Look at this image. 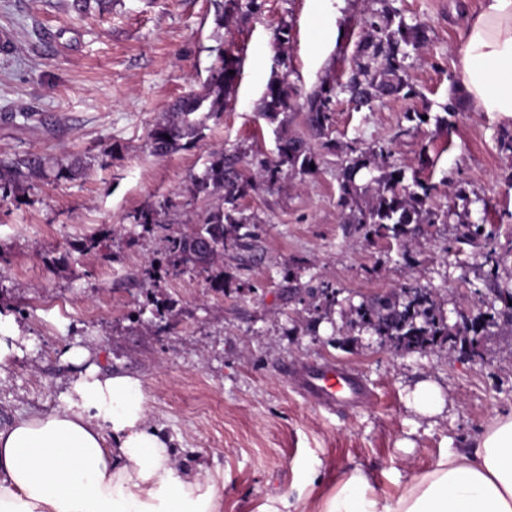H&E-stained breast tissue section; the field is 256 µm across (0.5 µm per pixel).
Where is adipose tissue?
I'll return each mask as SVG.
<instances>
[{"instance_id": "ef3b65f1", "label": "adipose tissue", "mask_w": 512, "mask_h": 512, "mask_svg": "<svg viewBox=\"0 0 512 512\" xmlns=\"http://www.w3.org/2000/svg\"><path fill=\"white\" fill-rule=\"evenodd\" d=\"M457 56L469 109L512 117V0H484ZM174 455L149 422L142 381L92 365L60 407L0 429V512H218L214 479L179 469ZM321 512H512V413L491 418L465 451L443 455L396 496L354 470Z\"/></svg>"}]
</instances>
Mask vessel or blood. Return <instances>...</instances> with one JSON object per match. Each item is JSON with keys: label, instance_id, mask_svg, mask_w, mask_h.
I'll return each mask as SVG.
<instances>
[{"label": "vessel or blood", "instance_id": "obj_1", "mask_svg": "<svg viewBox=\"0 0 512 512\" xmlns=\"http://www.w3.org/2000/svg\"><path fill=\"white\" fill-rule=\"evenodd\" d=\"M295 390L318 408L333 412L372 400L361 378L330 362L302 363L286 367Z\"/></svg>", "mask_w": 512, "mask_h": 512}]
</instances>
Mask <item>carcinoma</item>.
<instances>
[{
	"instance_id": "carcinoma-1",
	"label": "carcinoma",
	"mask_w": 512,
	"mask_h": 512,
	"mask_svg": "<svg viewBox=\"0 0 512 512\" xmlns=\"http://www.w3.org/2000/svg\"><path fill=\"white\" fill-rule=\"evenodd\" d=\"M381 8L365 20L367 34L360 40L353 57L351 71L345 81L324 75L305 96L301 109L311 140L288 134L284 129L286 116L295 108L296 92L286 77L273 76L259 102V114L270 123H278L275 157L254 156L247 165L236 152L214 150L202 174L191 178V196H215L218 203L207 210L189 231L173 233L169 225L159 220V211L173 203L166 200L159 208L142 209L133 215V222L148 233H158L164 242L162 250L149 260L148 274L152 277L169 268L186 266L205 276L212 287L224 288L219 262L224 256L237 257L254 237V226L238 209V200L253 179L270 187L278 186L286 169L311 170L319 166L320 157L311 141L327 147L335 132L336 99L345 94L357 109L371 107L383 97L412 98L419 95L409 75L408 60L428 39L424 24L408 23L389 0H380ZM262 0H224L217 4L218 19L245 22L260 12ZM241 73V61L231 52L219 56L218 65L198 91H191L155 125L150 133V150L157 157L185 149L197 142L206 122L218 120L231 102ZM430 112H406L409 125L398 126L395 137L407 135L425 123ZM348 163L343 168L339 205L350 208L353 223L367 238L393 239L400 242L403 254L412 249L422 224H446L448 213L427 207L435 185L417 171L392 161V150L385 144L377 151L366 153L355 145L346 146ZM371 175L370 184L362 186L357 179L362 171ZM48 176L42 158L27 154L0 161V195L7 197L25 190L32 179ZM374 193H369L371 185ZM459 239L479 245L484 264L489 266L486 287L492 294V312L482 313L484 320L498 325L493 312L498 302L507 304L512 314V289L496 288L495 234L483 224H462ZM355 320L376 336L390 343L393 352L409 348L413 352L445 351L449 354L468 351L471 359L483 361L475 336L479 331L468 319L461 329L452 332L435 294L416 283L406 284L386 294L372 296L351 309Z\"/></svg>"
}]
</instances>
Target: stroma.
I'll return each mask as SVG.
<instances>
[{
    "label": "stroma",
    "instance_id": "stroma-1",
    "mask_svg": "<svg viewBox=\"0 0 512 512\" xmlns=\"http://www.w3.org/2000/svg\"><path fill=\"white\" fill-rule=\"evenodd\" d=\"M69 2L0 0V30L12 35L0 46V160L30 153L87 165L81 176L34 179L19 197H0V314L27 339L0 370V426L60 406L83 370L68 352L82 346L104 371L142 380L150 422L172 438L178 467L208 470L222 512H261L279 496L318 512L353 469L395 495L491 417L512 413V331L491 337L485 363L474 364L442 353L396 356L348 325L351 307L413 282L437 294L449 322L457 310H481L480 249L442 248L461 224L496 228L498 274L512 281V153L499 143L512 118L471 111L455 82L464 19L483 0H393L428 29L409 70L419 97L383 98L360 112L339 98L336 147L322 150L318 170L288 171L280 189L259 183L240 199L259 239L242 260L224 259L220 291L183 266L149 279L161 242L132 214L176 194L183 207L162 220L190 229L210 205L191 199L189 187L211 151L274 155L273 126L257 111L271 76H287L303 97L324 74L347 70L375 0H264L247 22L221 26L214 0H112L86 16ZM283 25L292 34L284 52L273 39ZM224 50L242 62L231 107L194 145L151 155L155 124L200 89ZM451 101L447 127L425 124L395 147L398 163L436 184L429 207L451 213L418 236L408 264L397 242L364 240L346 224L345 147L378 146L404 113H436ZM91 236L97 247L81 249ZM288 266L301 283L336 289L327 318L311 321L289 296ZM304 361L356 373L372 402L334 413L310 404L281 371ZM423 379L447 399L429 422L408 406Z\"/></svg>",
    "mask_w": 512,
    "mask_h": 512
}]
</instances>
